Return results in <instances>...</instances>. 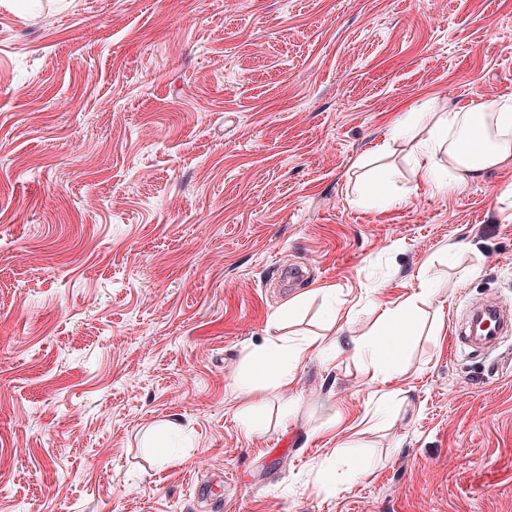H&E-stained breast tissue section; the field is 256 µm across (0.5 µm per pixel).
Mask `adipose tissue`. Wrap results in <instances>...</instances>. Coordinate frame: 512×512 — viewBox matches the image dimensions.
Returning a JSON list of instances; mask_svg holds the SVG:
<instances>
[{"label":"adipose tissue","mask_w":512,"mask_h":512,"mask_svg":"<svg viewBox=\"0 0 512 512\" xmlns=\"http://www.w3.org/2000/svg\"><path fill=\"white\" fill-rule=\"evenodd\" d=\"M421 120L427 133L426 144L432 153L422 166L423 178L440 191L461 188L479 178L485 170L512 164V103L484 101L458 111H436L432 102L422 105ZM470 129V137H454L457 129ZM434 296L428 280H421L419 289L393 307L379 314V332L369 342L374 356H387L389 365H396L400 344L415 333L416 313ZM318 343L310 339L292 345L283 336H276L252 351L249 387L266 384L287 388L293 380L296 365Z\"/></svg>","instance_id":"adipose-tissue-1"}]
</instances>
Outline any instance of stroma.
I'll return each instance as SVG.
<instances>
[{
  "mask_svg": "<svg viewBox=\"0 0 512 512\" xmlns=\"http://www.w3.org/2000/svg\"><path fill=\"white\" fill-rule=\"evenodd\" d=\"M486 99L512 0H0V512H512V331L455 339L512 314V166L393 135ZM278 332L324 349L241 387ZM434 296L429 281L422 279L419 290L411 294L395 307H386L379 314V334L370 340L368 346L373 359L382 355L388 357L389 366H397V354L400 344L415 335L416 313L421 305L429 304ZM498 309L496 308V306H488V307H485V308H481L479 309L478 311H476L472 318H471V324L473 325V330H475V327L476 326V330H477V334L476 336H473V338L478 341V342H482V343H489L491 342L492 340H494L496 338V333L495 334H484L483 333V330L481 329L482 326L484 325V323L488 322V323H493L494 325L498 322Z\"/></svg>",
  "mask_w": 512,
  "mask_h": 512,
  "instance_id": "35a3bbf8",
  "label": "stroma"
}]
</instances>
